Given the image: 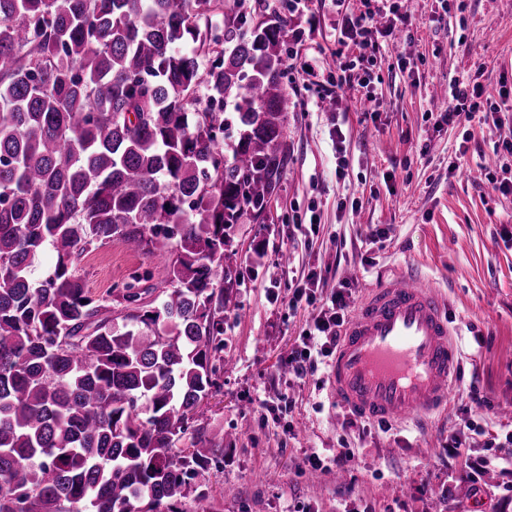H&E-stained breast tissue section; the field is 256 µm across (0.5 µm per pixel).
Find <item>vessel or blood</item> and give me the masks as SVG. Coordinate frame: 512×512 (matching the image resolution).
<instances>
[{
  "instance_id": "b4317fda",
  "label": "vessel or blood",
  "mask_w": 512,
  "mask_h": 512,
  "mask_svg": "<svg viewBox=\"0 0 512 512\" xmlns=\"http://www.w3.org/2000/svg\"><path fill=\"white\" fill-rule=\"evenodd\" d=\"M460 363L449 307L416 276L366 288L330 363L336 403L367 420L405 424L448 406Z\"/></svg>"
}]
</instances>
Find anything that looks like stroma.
<instances>
[{"mask_svg":"<svg viewBox=\"0 0 512 512\" xmlns=\"http://www.w3.org/2000/svg\"><path fill=\"white\" fill-rule=\"evenodd\" d=\"M287 15L283 48L288 162L262 214L235 224L237 272L224 290L223 360L199 419L224 450L208 478L215 512H512V469L501 462L512 432V193L497 154L512 144V0H402L396 39L371 68L375 101L355 90L336 97V77L306 76L302 61L337 49L334 0H247ZM480 84L498 124H449L448 86ZM155 255L115 241L78 264L97 296L136 273L157 272ZM445 294L458 330L460 369L448 409L420 426L351 420L336 405L328 365L306 377L283 360L312 315L289 306L308 270L325 299L365 288L406 268ZM479 400H472L470 390ZM289 403L268 411L281 395ZM482 435L448 436L459 417ZM354 458L343 472H310L305 458Z\"/></svg>","mask_w":512,"mask_h":512,"instance_id":"35a3bbf8","label":"stroma"}]
</instances>
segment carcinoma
Here are the masks:
<instances>
[{
  "label": "carcinoma",
  "mask_w": 512,
  "mask_h": 512,
  "mask_svg": "<svg viewBox=\"0 0 512 512\" xmlns=\"http://www.w3.org/2000/svg\"><path fill=\"white\" fill-rule=\"evenodd\" d=\"M245 3L0 0V512L214 509L224 449L198 418L229 230L288 160V19ZM114 240L157 252L156 300L149 272L105 299L85 288L79 259Z\"/></svg>",
  "instance_id": "cac0c4a2"
}]
</instances>
